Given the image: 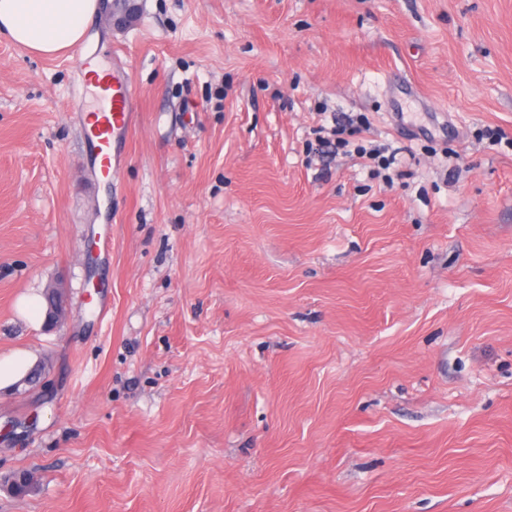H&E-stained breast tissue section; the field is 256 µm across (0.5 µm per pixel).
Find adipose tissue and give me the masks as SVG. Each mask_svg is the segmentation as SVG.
Returning <instances> with one entry per match:
<instances>
[{
  "instance_id": "ef3b65f1",
  "label": "adipose tissue",
  "mask_w": 512,
  "mask_h": 512,
  "mask_svg": "<svg viewBox=\"0 0 512 512\" xmlns=\"http://www.w3.org/2000/svg\"><path fill=\"white\" fill-rule=\"evenodd\" d=\"M98 10V0H0V35L36 55H64L81 44Z\"/></svg>"
}]
</instances>
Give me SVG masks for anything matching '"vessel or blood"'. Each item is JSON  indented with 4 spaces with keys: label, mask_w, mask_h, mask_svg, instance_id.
I'll use <instances>...</instances> for the list:
<instances>
[{
    "label": "vessel or blood",
    "mask_w": 512,
    "mask_h": 512,
    "mask_svg": "<svg viewBox=\"0 0 512 512\" xmlns=\"http://www.w3.org/2000/svg\"><path fill=\"white\" fill-rule=\"evenodd\" d=\"M100 89L110 109L101 113L93 123L91 164L95 175L108 181L114 170L113 146L119 135L128 133L136 122L137 114L133 110L135 90L126 79L104 81Z\"/></svg>",
    "instance_id": "1"
}]
</instances>
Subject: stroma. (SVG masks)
<instances>
[{"instance_id": "stroma-1", "label": "stroma", "mask_w": 512, "mask_h": 512, "mask_svg": "<svg viewBox=\"0 0 512 512\" xmlns=\"http://www.w3.org/2000/svg\"><path fill=\"white\" fill-rule=\"evenodd\" d=\"M84 53L137 93L109 187ZM343 112L393 183L308 166ZM19 469L0 512H512V0H109L76 53L0 37Z\"/></svg>"}]
</instances>
